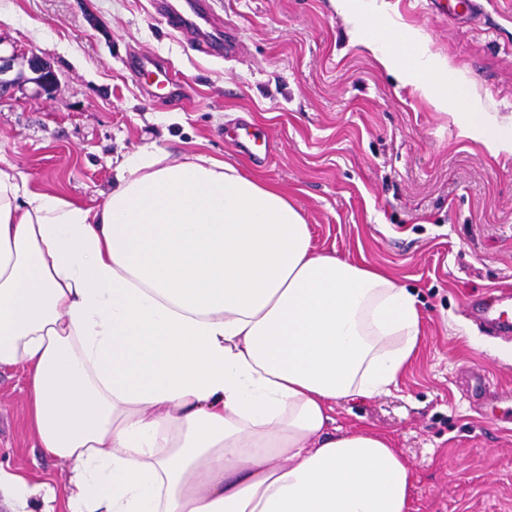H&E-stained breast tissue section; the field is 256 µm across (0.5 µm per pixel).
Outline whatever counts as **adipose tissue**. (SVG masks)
<instances>
[{
  "mask_svg": "<svg viewBox=\"0 0 512 512\" xmlns=\"http://www.w3.org/2000/svg\"><path fill=\"white\" fill-rule=\"evenodd\" d=\"M351 40L462 133L512 153V123L465 95L378 0H332ZM416 296L315 251L278 185L200 153L126 156L101 206L0 168V370L64 458L63 495L0 467L13 512H411L415 473L338 401L389 393L414 358Z\"/></svg>",
  "mask_w": 512,
  "mask_h": 512,
  "instance_id": "adipose-tissue-1",
  "label": "adipose tissue"
}]
</instances>
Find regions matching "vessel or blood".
<instances>
[{
  "instance_id": "b4317fda",
  "label": "vessel or blood",
  "mask_w": 512,
  "mask_h": 512,
  "mask_svg": "<svg viewBox=\"0 0 512 512\" xmlns=\"http://www.w3.org/2000/svg\"><path fill=\"white\" fill-rule=\"evenodd\" d=\"M153 6L172 31L191 37L200 52L226 58L236 54L240 43L238 31L224 23L214 8L213 0H153ZM126 68L138 78L156 76V89L162 90L171 102L181 101L186 94L181 80L169 77V66L158 55H133L127 59ZM228 138L237 149L258 163L266 162L272 152L267 136L247 123L235 126ZM476 311L483 321L500 332L512 331V292L477 304Z\"/></svg>"
}]
</instances>
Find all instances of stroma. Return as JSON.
<instances>
[{
  "label": "stroma",
  "instance_id": "1",
  "mask_svg": "<svg viewBox=\"0 0 512 512\" xmlns=\"http://www.w3.org/2000/svg\"><path fill=\"white\" fill-rule=\"evenodd\" d=\"M422 29L467 95L512 120V0L438 14L429 0H382ZM241 36L238 56L201 54L152 0H0V53L16 84L0 99V166L29 188L103 203L123 156L198 150L286 189L320 251L386 270L417 294V356L390 393L336 406V428L388 433L412 465V512H512V335L468 304L512 291V154L462 135L362 47L331 0H215ZM162 57L191 88L183 106L148 97L127 72ZM46 58L40 92L28 59ZM243 119L273 143L267 162L237 153ZM25 374L0 372V464L38 466L65 491L71 464L41 457L23 420ZM31 69L40 77L36 80L42 91L51 92L58 85V77L53 66L38 55H32L29 60Z\"/></svg>",
  "mask_w": 512,
  "mask_h": 512
}]
</instances>
